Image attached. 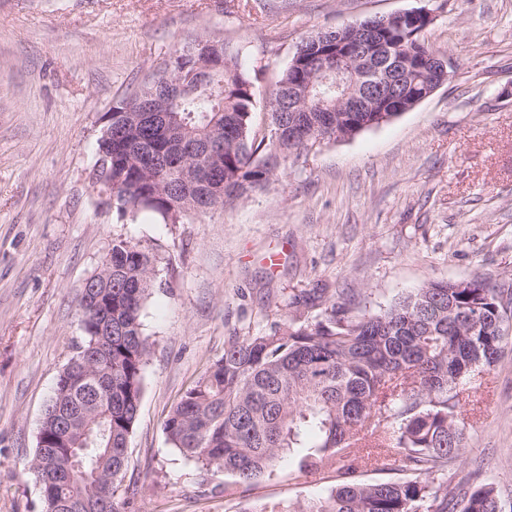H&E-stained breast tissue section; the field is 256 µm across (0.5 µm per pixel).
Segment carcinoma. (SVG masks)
<instances>
[{"label":"carcinoma","instance_id":"obj_1","mask_svg":"<svg viewBox=\"0 0 512 512\" xmlns=\"http://www.w3.org/2000/svg\"><path fill=\"white\" fill-rule=\"evenodd\" d=\"M392 54H410L416 76L403 86L411 102L423 95L430 57L418 29L399 36ZM304 39L276 82L278 98L267 105L270 137L252 135L259 71L241 68L224 42L199 41L196 53L176 46L161 77L195 70L206 52L220 64L210 87L192 88L157 107L171 109L193 143L186 164L224 177L222 208L266 187L280 162L315 142L348 139L399 116L397 112H290L288 89L307 76ZM166 144L163 123L112 121V139L99 140L105 157L98 179L112 185V209L122 221L139 206L163 221L185 213L190 200L158 190L175 171L160 163ZM112 272L81 295L84 332L65 368L77 384L58 378L40 432L65 424L69 439L91 431L78 461L93 479L68 481L66 448H35L28 460L41 481L45 512H122L125 497L102 502L97 485L125 478L127 448L143 393V369L152 342L141 314L155 287L153 255L126 239L112 240ZM512 342V282L482 274L433 280L378 311L348 314L334 301L312 319H287L269 330L232 338L224 353L168 413L163 431L172 448L201 468L233 475L240 484L270 475L291 448L316 442L300 468L318 471L345 463L343 480L316 502L259 512H503L495 483L478 468L455 485L448 464L465 447L467 385L494 370ZM399 463L408 477L363 482L358 469L384 470Z\"/></svg>","mask_w":512,"mask_h":512}]
</instances>
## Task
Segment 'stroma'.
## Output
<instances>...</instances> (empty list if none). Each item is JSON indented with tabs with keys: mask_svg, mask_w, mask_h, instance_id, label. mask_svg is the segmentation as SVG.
<instances>
[{
	"mask_svg": "<svg viewBox=\"0 0 512 512\" xmlns=\"http://www.w3.org/2000/svg\"><path fill=\"white\" fill-rule=\"evenodd\" d=\"M425 8L426 43L457 65L414 109L289 159L265 191L174 223L117 220L89 172L104 118L169 51L224 40L264 68L255 131L298 43ZM155 257L141 321L152 341L128 444L125 512H255L327 496L339 467L238 484L169 444L163 422L235 336L328 301L376 310L432 280L512 278V0H0V512H44L25 465L83 336L78 302L113 239ZM278 255L269 265V255ZM481 413L448 469L479 464L512 512V350L475 386Z\"/></svg>",
	"mask_w": 512,
	"mask_h": 512,
	"instance_id": "35a3bbf8",
	"label": "stroma"
}]
</instances>
